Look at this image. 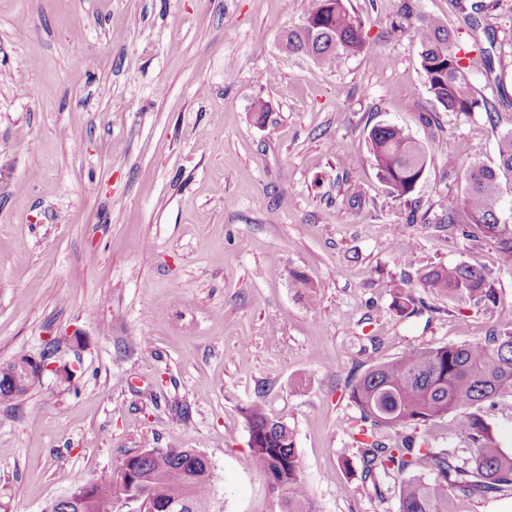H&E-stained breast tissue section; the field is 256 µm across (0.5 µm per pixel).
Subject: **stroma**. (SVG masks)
<instances>
[{
  "mask_svg": "<svg viewBox=\"0 0 512 512\" xmlns=\"http://www.w3.org/2000/svg\"><path fill=\"white\" fill-rule=\"evenodd\" d=\"M406 1L460 24L456 0H346L376 53L325 68L277 39L310 0H0V366L56 338L82 369L75 388L49 375L0 401V512H42L75 475L109 479L149 448L204 453L217 512H279L248 446L255 402L287 417L316 512H398L397 476L361 477L351 384L512 329V267L442 222L463 179L437 155L398 200L368 139L379 124L429 147L453 135L462 166L493 164L512 131L496 79L512 74V0L472 34L493 65L469 77L495 115L444 112L437 128L417 119L434 105L417 34L395 28ZM459 262L485 271L495 306L422 288ZM399 288L416 312H395ZM475 411L512 453V390ZM405 432L472 453L451 414Z\"/></svg>",
  "mask_w": 512,
  "mask_h": 512,
  "instance_id": "stroma-1",
  "label": "stroma"
}]
</instances>
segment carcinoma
<instances>
[{
    "label": "carcinoma",
    "instance_id": "1",
    "mask_svg": "<svg viewBox=\"0 0 512 512\" xmlns=\"http://www.w3.org/2000/svg\"><path fill=\"white\" fill-rule=\"evenodd\" d=\"M465 26L478 25L477 15L488 5L483 0L458 3ZM397 28L412 26L419 35L420 64L427 90L446 112L469 114L496 107L477 96L465 61L475 45L458 36L448 22L404 5ZM362 20L352 15L345 0H312L302 24L284 30L280 40L288 51L312 58L332 68L343 55L367 54ZM372 164L379 179L398 200H408L432 161L428 148L404 128L376 125L369 133ZM446 157L448 173L456 171L466 154L462 141L450 136L437 141ZM512 181V132L500 137L494 165L475 162L465 174L460 205L448 209L443 224L457 227L464 237L484 236L498 247L504 262L512 265V218L503 217V183ZM431 293L473 306L497 303V291L483 271L464 263L427 269L420 277ZM512 389V332H493L469 344H448L410 350L368 370L350 388L349 398L360 419L373 430L399 429L427 423L451 412L459 430L471 442L473 455L460 461L446 452L403 436L391 445L377 440L362 442L361 476L401 477L399 512H455L452 489L465 495L485 496L512 485V454L500 447L490 427L470 408ZM249 448L257 471L271 480L280 512H315L302 477L293 432L285 417L271 416L259 404L244 412ZM132 473L119 466L112 479L84 492L87 481L76 478L67 494L76 504L58 499L45 512H100L99 503L126 497L148 503L183 500L191 512H214L213 466L193 448H152L138 458H127Z\"/></svg>",
    "mask_w": 512,
    "mask_h": 512
}]
</instances>
